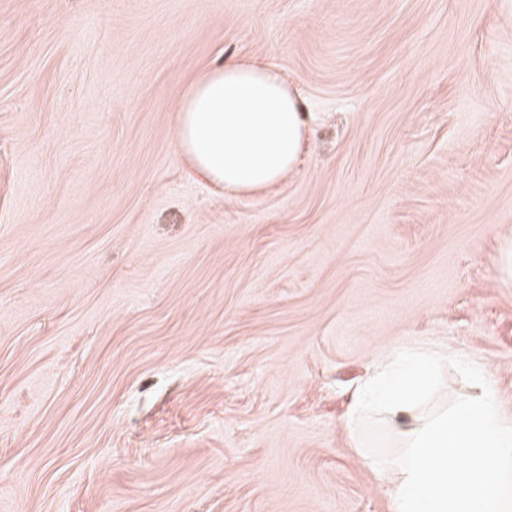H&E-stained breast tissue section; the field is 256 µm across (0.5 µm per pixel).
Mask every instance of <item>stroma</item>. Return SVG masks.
<instances>
[{"label": "stroma", "instance_id": "35a3bbf8", "mask_svg": "<svg viewBox=\"0 0 512 512\" xmlns=\"http://www.w3.org/2000/svg\"><path fill=\"white\" fill-rule=\"evenodd\" d=\"M303 98L295 169L175 149L207 68ZM512 15L496 0H0V512H395L380 362L512 419ZM446 362L447 354L420 348L401 351L380 364L363 387L355 419L371 412L388 417L392 423L412 418L417 406L415 398L434 384L438 370Z\"/></svg>", "mask_w": 512, "mask_h": 512}]
</instances>
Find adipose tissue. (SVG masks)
I'll return each mask as SVG.
<instances>
[{
	"label": "adipose tissue",
	"mask_w": 512,
	"mask_h": 512,
	"mask_svg": "<svg viewBox=\"0 0 512 512\" xmlns=\"http://www.w3.org/2000/svg\"><path fill=\"white\" fill-rule=\"evenodd\" d=\"M295 89L272 68L230 61L203 71L180 97L178 151L209 183L249 194L279 181L297 164L308 133ZM448 360L435 349H408L366 381L355 418L412 417L419 395ZM468 373L479 394L406 429L388 493L397 512H512V420L503 417L485 372Z\"/></svg>",
	"instance_id": "1"
}]
</instances>
